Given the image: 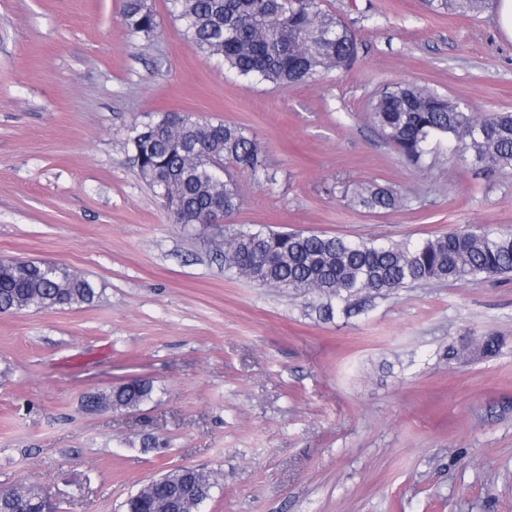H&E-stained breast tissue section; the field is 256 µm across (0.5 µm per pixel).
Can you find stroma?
Returning <instances> with one entry per match:
<instances>
[{"mask_svg":"<svg viewBox=\"0 0 512 512\" xmlns=\"http://www.w3.org/2000/svg\"><path fill=\"white\" fill-rule=\"evenodd\" d=\"M0 0V259L87 277L92 304L0 314V486L34 481L59 512H122L179 466L214 472L202 512H512V352L448 366L449 339L512 341V275L421 284L349 320L226 273L139 174L133 122L190 111L246 127L276 174L237 175L234 225L419 242L512 230V173L431 145L400 157L371 98L416 82L479 112L512 111V39L493 9L325 0L357 39L349 70L276 88L227 73L147 0ZM392 186L393 211L341 193ZM145 379L138 409L88 407ZM123 24L129 32L147 36L154 34L158 27L155 13L142 0L125 1Z\"/></svg>","mask_w":512,"mask_h":512,"instance_id":"1","label":"stroma"}]
</instances>
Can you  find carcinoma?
<instances>
[{
  "label": "carcinoma",
  "instance_id": "cac0c4a2",
  "mask_svg": "<svg viewBox=\"0 0 512 512\" xmlns=\"http://www.w3.org/2000/svg\"><path fill=\"white\" fill-rule=\"evenodd\" d=\"M431 11L476 16L486 0H424ZM196 50L217 57L224 69L248 80L287 87L321 73L348 70L357 56L354 33L322 0H168ZM123 24L133 34L150 36L158 27L145 0H125ZM370 117L410 163L420 165L434 140H446L472 164L512 172V112H474L413 82H400L374 97ZM141 178L157 195L174 201L178 222L203 223L216 209L232 215L240 208L235 171L269 172L258 143L245 128L183 111H167L129 128ZM342 197L353 209L373 213L400 207L403 198L376 182ZM224 269L262 286L288 288L311 297L310 308L323 320L350 319L422 283L482 281L512 274V231L477 224L412 244L349 240L304 232L254 230L225 225L213 241ZM96 288L89 279L56 267H0V313L89 305ZM508 349L507 338L489 333L476 351L463 339L448 341L441 359L448 364L494 359ZM153 385L135 380L104 398L113 409L137 408L151 398ZM218 477L195 467L170 470L143 485L125 502V512H162L170 498L184 502L212 496Z\"/></svg>",
  "mask_w": 512,
  "mask_h": 512
}]
</instances>
